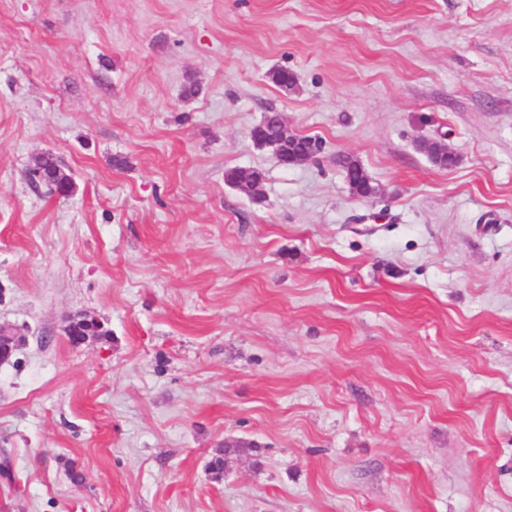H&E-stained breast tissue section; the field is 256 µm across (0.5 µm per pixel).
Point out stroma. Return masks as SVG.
Returning a JSON list of instances; mask_svg holds the SVG:
<instances>
[{
	"instance_id": "stroma-1",
	"label": "stroma",
	"mask_w": 512,
	"mask_h": 512,
	"mask_svg": "<svg viewBox=\"0 0 512 512\" xmlns=\"http://www.w3.org/2000/svg\"><path fill=\"white\" fill-rule=\"evenodd\" d=\"M0 324V512H512V0H0ZM272 115L276 121V130L271 132H259V127L250 130V138L259 148H268L276 156L278 161L285 165H295L312 160L322 149L318 140H312L305 144L296 141L295 133L289 132L283 115L280 112L272 111L267 113L269 119ZM288 148V152L286 149ZM28 174L32 181L45 184L50 192L65 195L69 191L70 178L60 169L57 160L51 154H43L36 158ZM340 165L342 167L345 178L350 186V189L354 194L357 193V194L366 196L369 193V191H371V190L373 191L374 194L377 192L376 187L372 183H368V182H363V183L360 182L359 183V182H357L356 179H354V173L360 165L353 158H351V157L342 158L340 160ZM360 195H358V196H360Z\"/></svg>"
}]
</instances>
